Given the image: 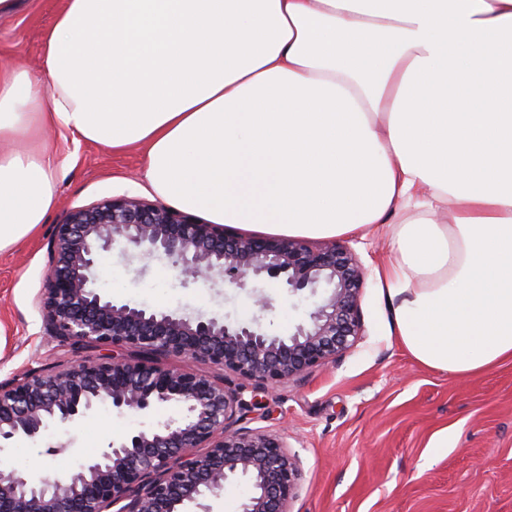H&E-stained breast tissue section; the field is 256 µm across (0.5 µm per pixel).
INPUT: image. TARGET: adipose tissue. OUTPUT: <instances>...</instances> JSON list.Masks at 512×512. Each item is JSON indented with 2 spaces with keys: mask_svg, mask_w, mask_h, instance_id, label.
Returning <instances> with one entry per match:
<instances>
[{
  "mask_svg": "<svg viewBox=\"0 0 512 512\" xmlns=\"http://www.w3.org/2000/svg\"><path fill=\"white\" fill-rule=\"evenodd\" d=\"M44 64L0 66V141L141 147L156 195L213 224H391L400 344L452 375L512 359V0H64ZM53 168L0 154V253L55 206Z\"/></svg>",
  "mask_w": 512,
  "mask_h": 512,
  "instance_id": "adipose-tissue-1",
  "label": "adipose tissue"
}]
</instances>
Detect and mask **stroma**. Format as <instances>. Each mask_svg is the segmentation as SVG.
Returning <instances> with one entry per match:
<instances>
[{"mask_svg":"<svg viewBox=\"0 0 512 512\" xmlns=\"http://www.w3.org/2000/svg\"><path fill=\"white\" fill-rule=\"evenodd\" d=\"M60 7L61 0H22L14 15L1 17L0 63L42 73V35ZM40 147L60 162L58 200L35 235L0 254L1 382L95 355L44 332L40 305L54 226L72 209L106 198H156L139 149L116 154L64 131L0 142V152ZM341 242L366 271L364 333L354 346L269 392L233 372H213L243 400L241 425L282 436L298 455L302 476L293 512H512V361L475 377L417 363L390 332L391 302L374 275L390 252L385 230ZM122 248L115 243L98 260L97 286L116 300L248 322L260 292L270 301L262 327L276 335L291 332L312 308L309 291L292 295L268 278L248 279L243 288L202 280L186 285L167 259L130 264ZM173 415L170 408L146 417L104 406L72 424H49L38 443L1 451L0 463L34 477H67L113 436L157 427ZM443 434L448 447L438 454L433 443Z\"/></svg>","mask_w":512,"mask_h":512,"instance_id":"obj_1","label":"stroma"}]
</instances>
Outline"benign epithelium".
I'll return each mask as SVG.
<instances>
[{"label":"benign epithelium","mask_w":512,"mask_h":512,"mask_svg":"<svg viewBox=\"0 0 512 512\" xmlns=\"http://www.w3.org/2000/svg\"><path fill=\"white\" fill-rule=\"evenodd\" d=\"M122 241L127 261L163 256L182 282L245 287L249 277H284L288 292H328L286 337L260 326L178 309L120 303L94 288L98 256ZM364 270L337 242L239 236L188 212L135 197L107 198L70 211L54 228L41 312L47 334L101 350L47 374L32 370L0 383V451L35 442L51 422L88 417L102 404L148 415L176 406L181 415L112 439L68 478L0 467V512H188L238 477L254 492L241 512H292L301 467L278 435L230 428L241 399L206 372L167 366L156 356L209 364L275 389L325 366L362 336ZM123 347L135 359L111 353ZM205 452L200 453L198 449Z\"/></svg>","instance_id":"7a95c632"}]
</instances>
